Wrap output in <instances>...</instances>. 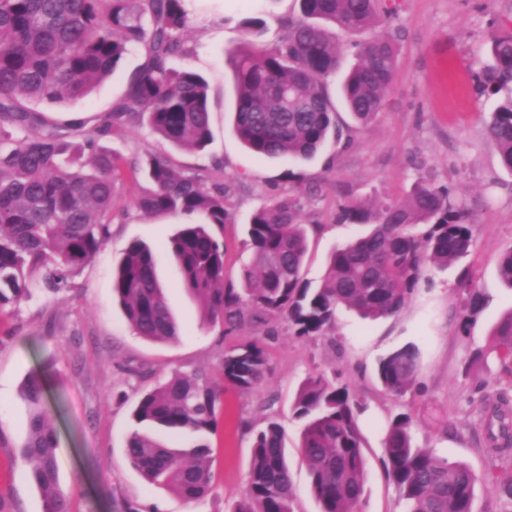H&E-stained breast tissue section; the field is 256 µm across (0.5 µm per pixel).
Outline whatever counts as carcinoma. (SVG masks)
Returning <instances> with one entry per match:
<instances>
[{"label": "carcinoma", "mask_w": 512, "mask_h": 512, "mask_svg": "<svg viewBox=\"0 0 512 512\" xmlns=\"http://www.w3.org/2000/svg\"><path fill=\"white\" fill-rule=\"evenodd\" d=\"M393 9L382 0H301V15L283 23L279 42L257 41L263 22H244L246 39L230 57L236 91L232 133L252 154L305 162L342 130L328 91L350 48L356 62L344 73L341 95L353 118L367 124L388 105L397 53L382 35L343 43L328 35L375 29ZM192 24L186 0H0V310L31 297L71 288L75 270L91 261L112 236V202L123 176L121 157L102 142L147 124L163 143L202 151L211 142L210 83L173 60L191 53L185 35ZM143 62L126 80L122 97L90 116L60 119L42 110L83 99L119 69L131 48ZM488 63L476 74L482 93L495 100L485 119L502 168L512 174V32L494 34ZM406 201L364 200L345 205L340 219L370 226L334 250L317 285L304 278L307 225L299 220L300 196L276 195L256 208L246 227L252 260L235 281L226 279L224 241L217 231L230 219V187L209 188L200 173L179 174L161 154L129 165L132 178L149 187L133 198L139 212L182 215L187 221L168 240L183 288L200 300L201 322L230 333L286 321L299 338L332 330L344 306L364 318L393 316L408 302L429 266L447 268L474 245L472 225L424 168ZM501 280L512 288V247L497 258ZM112 294L141 338L173 343L183 333L152 249L130 242L112 277ZM501 372L512 382V312L493 332ZM417 346L407 344L384 357L378 378L400 396L415 383ZM268 369L260 336L224 353L221 375L174 373L145 393L133 410L138 424L187 431L194 445L176 448L146 431L134 430L125 453L150 485L166 488L189 504L213 490V456L206 437L217 430L224 384L245 393ZM29 417L19 459L33 483L48 496L46 512H70L58 490V440L48 417V397L33 374L19 392ZM363 405L325 374L299 385L293 416L301 422V454L310 491L320 512H358L367 467L357 417ZM413 418L398 415L384 441L387 475L405 512H473L478 476L415 446ZM485 430L494 459L512 456V400L498 394L488 407ZM232 512H294L284 431L266 420L253 436V455L243 496Z\"/></svg>", "instance_id": "cac0c4a2"}]
</instances>
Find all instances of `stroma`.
Masks as SVG:
<instances>
[{
  "label": "stroma",
  "mask_w": 512,
  "mask_h": 512,
  "mask_svg": "<svg viewBox=\"0 0 512 512\" xmlns=\"http://www.w3.org/2000/svg\"><path fill=\"white\" fill-rule=\"evenodd\" d=\"M397 11L380 32L398 49L397 72L388 106L364 126L339 111V142L311 161L293 164L249 153L230 131L235 107L233 74L227 63L244 39L242 23L264 22L261 42L275 44L282 21L297 16L299 0H196L189 40L192 56L182 66L208 77L212 140L205 151L178 150L161 143L148 127L110 141L125 163L149 152L164 153L180 173H200L208 184H227L224 265L236 279L250 258L245 226L252 211L273 194L308 189L301 221L309 229L305 277L318 283L331 251L361 233L340 222L341 205L366 199L405 200L416 166L447 184L452 200L475 226V245L459 264L430 268L431 284H420L397 314L364 319L347 308L336 312L335 328L314 340L293 336L287 323L266 341L270 372L249 393L224 388V411L209 437L213 449V493L190 507L174 493L148 485L127 462L124 448L136 423L140 394L173 371L219 372L225 350L256 335L247 325L233 333L200 324V307L181 284L176 264L161 248L174 233L171 220L147 218L131 205L138 192L119 180L113 201L112 237L73 278L72 290L35 291L31 300L0 310V512H45L42 492L18 459L27 412L18 392L30 374L48 386V411L59 442L60 487L71 512H127L128 503L157 512H228L244 492L252 458L251 427L277 416L284 428L297 512H319L309 490L308 469L298 449L301 424L292 417L300 382L309 374L335 372L339 383L366 409L358 423L368 480L362 512H404L384 467L383 440L401 413L414 420V442L478 476L474 512H503L496 474L511 473L512 461L491 466L482 418L488 404L507 389L490 348L492 332L512 312V288L498 276L496 260L512 247V174L500 165L485 134L482 113L491 106L479 96L473 72L485 61L493 32L512 24V0H396ZM132 49L117 73L93 93L71 102V112L109 108L127 75L142 62ZM160 249L159 272L168 301L184 328L177 342L137 336L112 297V273L130 240ZM471 277L483 303L463 327L462 277ZM421 349L415 387L404 396L385 392L376 370L380 359L406 343Z\"/></svg>",
  "instance_id": "stroma-1"
}]
</instances>
